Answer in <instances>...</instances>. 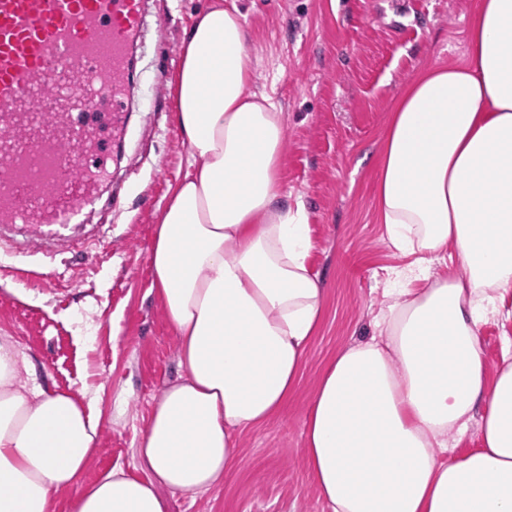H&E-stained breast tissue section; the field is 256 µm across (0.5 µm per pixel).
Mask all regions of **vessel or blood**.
Segmentation results:
<instances>
[{"label": "vessel or blood", "instance_id": "b4317fda", "mask_svg": "<svg viewBox=\"0 0 512 512\" xmlns=\"http://www.w3.org/2000/svg\"><path fill=\"white\" fill-rule=\"evenodd\" d=\"M148 13L149 0H0V237L20 226L31 253L94 247L71 233L112 178L99 119L126 127Z\"/></svg>", "mask_w": 512, "mask_h": 512}]
</instances>
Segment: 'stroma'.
I'll list each match as a JSON object with an SVG mask.
<instances>
[{"mask_svg": "<svg viewBox=\"0 0 512 512\" xmlns=\"http://www.w3.org/2000/svg\"><path fill=\"white\" fill-rule=\"evenodd\" d=\"M210 0H152L164 36L147 31L112 184L121 204L88 217L110 248L62 252L55 282H19L40 255L0 248V337L35 364L45 386L89 403L102 432L82 480L123 468L135 477L138 442L163 390L178 380V346L152 285L155 218L187 169L172 88L181 40ZM246 16L252 91L268 92L286 118L283 187L310 216V263L326 289L325 316L309 344L297 392L267 425L239 434L237 461L220 485L171 493L169 512H328L310 475L304 425L317 381L336 353L372 336L374 317L405 266L375 208L378 151L394 100L433 64L468 60L476 0H230Z\"/></svg>", "mask_w": 512, "mask_h": 512, "instance_id": "35a3bbf8", "label": "stroma"}]
</instances>
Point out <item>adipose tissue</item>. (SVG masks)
<instances>
[{"label": "adipose tissue", "mask_w": 512, "mask_h": 512, "mask_svg": "<svg viewBox=\"0 0 512 512\" xmlns=\"http://www.w3.org/2000/svg\"><path fill=\"white\" fill-rule=\"evenodd\" d=\"M467 65L425 68L395 101L379 151L377 207L409 257L377 335L339 350L305 422L310 474L329 512H512V354L489 372L480 328L512 298V0H477ZM248 32L222 0L185 30L175 122L188 169L161 209L153 284L181 379L138 448L147 479L85 484L101 423L69 392L22 379L0 341V512H168L231 473L236 438L299 385L325 310L303 201L282 194L284 113L249 86ZM453 256L455 270L433 273ZM478 420L481 445L448 439Z\"/></svg>", "instance_id": "obj_1"}]
</instances>
